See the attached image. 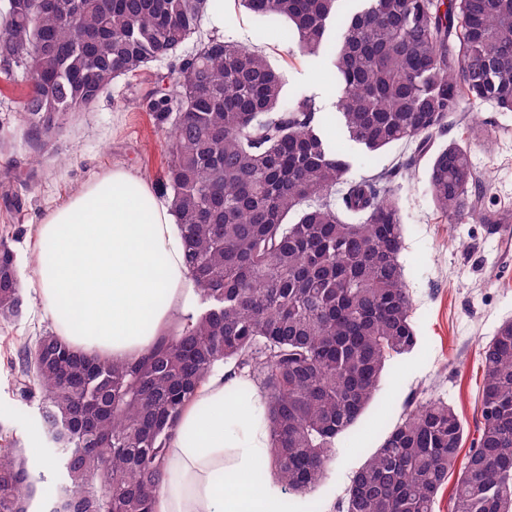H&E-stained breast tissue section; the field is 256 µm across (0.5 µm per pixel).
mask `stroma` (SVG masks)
Masks as SVG:
<instances>
[{
    "label": "stroma",
    "mask_w": 512,
    "mask_h": 512,
    "mask_svg": "<svg viewBox=\"0 0 512 512\" xmlns=\"http://www.w3.org/2000/svg\"><path fill=\"white\" fill-rule=\"evenodd\" d=\"M285 27L282 20L248 13L238 0H224V37L261 51L282 74L286 95L302 92L321 104L337 101L327 55L293 54ZM194 51V42H187L139 75L114 80L88 110L62 121L40 155L22 110L28 78L0 72V240L14 254L23 296L19 316L0 320V435L13 437L18 450L35 442L46 458L56 454L38 402L20 396L12 366L21 339L52 327L32 288L35 228L50 209L104 171L123 168L159 186L167 152L163 123L149 108V94L159 87L172 90L182 60ZM476 116L493 123L490 144L474 146L472 154L486 178L482 206L496 210L512 205V112L484 104L467 107L462 119ZM428 162V156L419 157L412 173L394 181L405 224L400 261L418 346L390 361L378 398L351 435L337 442L326 480L312 493L289 494V512H339L353 473L410 405L443 400L463 423V448L477 436L482 351L497 326L512 318V251L501 246L491 225L448 224L427 190Z\"/></svg>",
    "instance_id": "stroma-1"
}]
</instances>
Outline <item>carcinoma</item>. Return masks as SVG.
<instances>
[{"mask_svg": "<svg viewBox=\"0 0 512 512\" xmlns=\"http://www.w3.org/2000/svg\"><path fill=\"white\" fill-rule=\"evenodd\" d=\"M288 20L303 56L329 52L339 88L325 117L259 51L197 40L193 63L151 107L177 110L166 134V184L184 229L186 268L202 309L135 364L75 352L54 332L19 345L20 390L42 400L47 431L66 439L70 512H152L164 452L185 406L220 362L259 383L270 464L288 492L328 474L380 390L389 360L418 344L400 254L393 178L430 154L428 189L450 224L512 211L479 207L484 177L470 144L488 123L433 147L466 105L512 112V0H240ZM209 0H9L3 70L38 72L22 103L41 151L60 121L199 33ZM371 156L415 146L360 180L324 132ZM12 250L0 242V319L21 312ZM478 437L458 461L464 426L447 403L409 408L354 473L342 512H433L457 468L451 512H512V320L483 348ZM39 478L0 448V512H28Z\"/></svg>", "mask_w": 512, "mask_h": 512, "instance_id": "cac0c4a2", "label": "carcinoma"}]
</instances>
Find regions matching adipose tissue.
Returning a JSON list of instances; mask_svg holds the SVG:
<instances>
[{"mask_svg":"<svg viewBox=\"0 0 512 512\" xmlns=\"http://www.w3.org/2000/svg\"><path fill=\"white\" fill-rule=\"evenodd\" d=\"M36 237L39 302L75 351L135 363L186 327L199 289L182 227L141 177L94 176L47 212ZM270 452L257 387L219 369L172 432L154 512H282Z\"/></svg>","mask_w":512,"mask_h":512,"instance_id":"adipose-tissue-1","label":"adipose tissue"}]
</instances>
